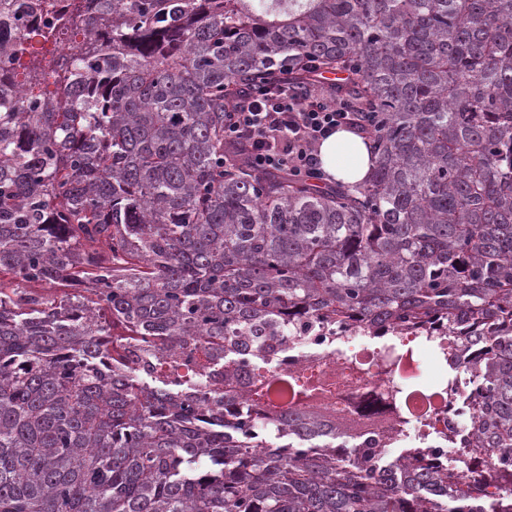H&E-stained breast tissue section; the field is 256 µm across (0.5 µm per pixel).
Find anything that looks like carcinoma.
I'll return each instance as SVG.
<instances>
[{
	"instance_id": "1",
	"label": "carcinoma",
	"mask_w": 512,
	"mask_h": 512,
	"mask_svg": "<svg viewBox=\"0 0 512 512\" xmlns=\"http://www.w3.org/2000/svg\"><path fill=\"white\" fill-rule=\"evenodd\" d=\"M285 72L362 182L224 143ZM2 271L0 512H512V0H0Z\"/></svg>"
}]
</instances>
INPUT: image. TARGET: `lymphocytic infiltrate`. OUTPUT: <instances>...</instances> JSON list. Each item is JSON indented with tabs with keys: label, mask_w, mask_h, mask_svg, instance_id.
I'll return each instance as SVG.
<instances>
[{
	"label": "lymphocytic infiltrate",
	"mask_w": 512,
	"mask_h": 512,
	"mask_svg": "<svg viewBox=\"0 0 512 512\" xmlns=\"http://www.w3.org/2000/svg\"><path fill=\"white\" fill-rule=\"evenodd\" d=\"M377 124V113L363 111L356 101L336 99L328 85L298 93L283 82L262 101L225 113L224 138L251 141L256 170L283 168L293 177L321 182V142L341 127L368 131Z\"/></svg>",
	"instance_id": "1"
}]
</instances>
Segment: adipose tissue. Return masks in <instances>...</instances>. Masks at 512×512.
<instances>
[{"label":"adipose tissue","mask_w":512,"mask_h":512,"mask_svg":"<svg viewBox=\"0 0 512 512\" xmlns=\"http://www.w3.org/2000/svg\"><path fill=\"white\" fill-rule=\"evenodd\" d=\"M319 154L323 169L337 180L355 183L365 179L372 169L361 139L346 130L337 131L325 139Z\"/></svg>","instance_id":"ef3b65f1"}]
</instances>
